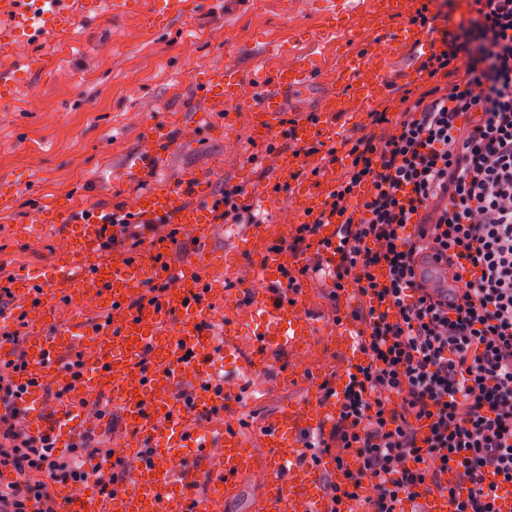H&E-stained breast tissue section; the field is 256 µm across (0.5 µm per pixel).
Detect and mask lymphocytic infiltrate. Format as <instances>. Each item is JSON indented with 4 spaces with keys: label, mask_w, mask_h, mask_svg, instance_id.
I'll return each mask as SVG.
<instances>
[{
    "label": "lymphocytic infiltrate",
    "mask_w": 512,
    "mask_h": 512,
    "mask_svg": "<svg viewBox=\"0 0 512 512\" xmlns=\"http://www.w3.org/2000/svg\"><path fill=\"white\" fill-rule=\"evenodd\" d=\"M469 30L442 32L418 80L432 88L402 111L372 109L336 145L299 146L341 170L326 211L290 225L276 251L307 254L285 270L297 293L316 277L332 301L353 297L366 328L363 363L349 373L331 431L316 442L342 472L328 512H401L447 495L454 512H497L512 493V0H477ZM338 220L336 264L310 254L320 225ZM470 263L445 288L422 282L420 257ZM19 329L0 332V512H42L54 484L95 483L111 497L125 457L20 430L14 382L27 363ZM459 462L448 481L449 459ZM111 460L107 472L97 463Z\"/></svg>",
    "instance_id": "f902f5d3"
}]
</instances>
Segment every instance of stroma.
Returning a JSON list of instances; mask_svg holds the SVG:
<instances>
[{
  "mask_svg": "<svg viewBox=\"0 0 512 512\" xmlns=\"http://www.w3.org/2000/svg\"><path fill=\"white\" fill-rule=\"evenodd\" d=\"M154 0H138L127 14L113 15L108 0H73L70 26L26 43L24 53L0 51V75L16 80L13 100L0 104V268L11 274L37 270L64 240L55 225L39 224V211L63 204L112 210L129 208L140 194L177 185L187 173L204 174L212 193L224 186L265 182L261 160L268 146L250 137L246 111L225 114L212 107L202 82L215 70L249 76L258 61L269 74L295 67L306 53H321L323 70L285 109L313 107L336 74L338 58L366 51L372 36L354 31L343 40L328 34L322 15L292 13L288 0H191L189 13L167 28L148 29L144 15ZM41 55L44 68L30 72L26 57ZM209 114L206 126L192 113ZM170 130L171 143L155 170L133 175L148 129ZM320 337L302 359L282 356L264 375L235 382L237 366H224L232 396L241 397L234 424L256 440L264 419L302 396L304 375L338 366L327 342L332 302L315 280L305 284Z\"/></svg>",
  "mask_w": 512,
  "mask_h": 512,
  "instance_id": "1",
  "label": "stroma"
}]
</instances>
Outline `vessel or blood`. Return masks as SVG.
<instances>
[{"mask_svg": "<svg viewBox=\"0 0 512 512\" xmlns=\"http://www.w3.org/2000/svg\"><path fill=\"white\" fill-rule=\"evenodd\" d=\"M326 2L347 19L366 21L372 30L385 28L389 20L410 9V0ZM189 8L190 0H156L150 17L166 25ZM8 10L16 36L27 41L55 32L66 15L62 0H10ZM428 43L422 30L408 27L380 42L376 54L347 64L314 112L292 113L288 129L295 142L341 137L355 107L390 94L385 79L390 57L401 49L427 50ZM305 79V72L292 69L271 78L259 65L247 80L212 72L207 87L212 99L227 107L239 103L248 86L261 88L253 121L264 141L279 130L285 94ZM169 140L167 127H151L138 155L137 172L151 171ZM318 164V159L291 150L276 153L267 163L270 182L290 187L302 211L319 212L325 207L319 181L295 177L299 169ZM198 182L193 175L180 185L162 186L138 198L133 213L155 230L138 257L116 249L102 258L107 211L67 206L39 217L41 223L60 225L70 248L52 256L45 273L21 275L13 288L30 331L27 368L16 378L25 387L19 404L27 410V427L35 434L69 431L79 422L80 403L105 398L119 410L125 430L151 449L112 498H102L90 485L78 494L60 487L52 498L54 512H215L225 486L249 472L259 454L264 457L260 475L264 493L257 512H327L323 481L339 472L331 456H311L303 440L309 433L328 432L336 418L337 398H323L320 390L327 374L311 376L308 396L270 416L255 443L229 420L233 407L221 374L230 359L239 363L243 374L258 372L312 340L314 322L306 296L287 292L283 277L284 269L303 265L306 258L270 250L263 229H255L244 238L250 276L240 279L238 296L218 306L220 291L205 278L213 261L208 236L217 212L208 198L200 197ZM172 224L183 227L189 241L190 256L179 264L165 259L174 243L161 230ZM424 267L433 273L437 288L451 283L453 274L468 270L466 263L451 268L432 255ZM150 285L164 288L154 303L142 299ZM88 296L109 309L111 320L50 328L53 301ZM361 336L356 323L346 321L336 328V347L349 364L362 359ZM73 350L86 364L85 375L75 383L59 361L61 353ZM147 354L156 362L149 370L141 365ZM189 378L197 381L198 388L187 408L175 399L174 387ZM66 385L71 388L68 401L53 412L40 413L45 388ZM201 459L214 473L210 492L202 496L197 493L195 467Z\"/></svg>", "mask_w": 512, "mask_h": 512, "instance_id": "obj_1", "label": "vessel or blood"}]
</instances>
